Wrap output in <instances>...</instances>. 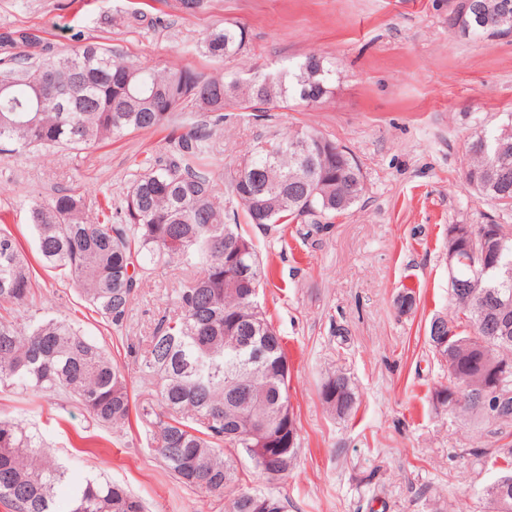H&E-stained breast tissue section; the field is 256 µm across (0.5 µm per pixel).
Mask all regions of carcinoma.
Returning a JSON list of instances; mask_svg holds the SVG:
<instances>
[{"label":"carcinoma","instance_id":"1","mask_svg":"<svg viewBox=\"0 0 512 512\" xmlns=\"http://www.w3.org/2000/svg\"><path fill=\"white\" fill-rule=\"evenodd\" d=\"M448 28L472 38L512 34V0H457L448 10ZM3 41L28 52L0 59V154L69 149L81 151L114 138L166 126L186 104L215 121L234 104L262 113L291 100L318 103L332 93L335 71L310 54L275 72H257L245 82H226L184 66L157 70L98 44L66 54L38 51V35L18 31ZM245 29L228 25L208 32L205 53L217 60L241 53ZM211 132L196 128L171 140L163 159L146 156L117 204L95 216L86 201L60 193L49 203L29 206L36 251L43 266L76 284L86 304L113 331L127 324L132 302L156 270L178 263L190 272L173 290L174 311L161 317L143 341L140 371L154 387L132 405L126 376L100 343L65 318L34 313L26 323L15 313L35 305L34 268L15 238L0 228V385L33 394L52 393L86 408L103 427L120 428L131 413L151 433L152 444L172 476L207 494L222 495L226 512H286L285 502L241 484L234 448L267 481L293 468L299 452L269 459L263 449L282 434L298 433L282 407L290 405L288 363L283 341L258 297L237 287L233 249L250 269L255 289L264 272L252 239L238 217L218 205L220 188L202 163ZM471 162L467 185L496 202L512 199V123L475 129L467 142ZM229 189L248 224H308L319 231L363 197L364 183L352 154L325 137L295 131L259 141L251 159L234 171ZM448 248L466 262L451 288L457 316L444 333L448 343V385L433 399L455 407L451 396L483 395L493 417L512 420V396L501 401L486 389L485 374L496 361L512 362V238L494 219L472 227L448 225ZM491 234L501 251L490 262L468 250L469 236ZM508 328L494 336L483 320ZM320 397L339 417L351 414L355 394L341 372H329ZM233 415L237 434H227L224 416ZM506 463L498 483L512 489V448L496 450ZM67 472L45 444L16 420L0 419V501L12 512H56L55 488ZM69 512H145L141 500L118 484L87 478L78 483Z\"/></svg>","mask_w":512,"mask_h":512}]
</instances>
